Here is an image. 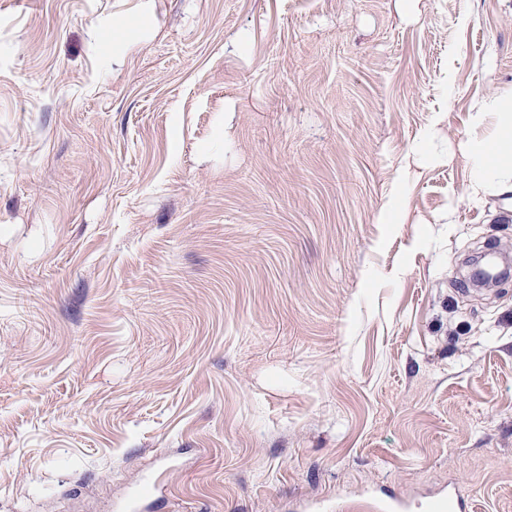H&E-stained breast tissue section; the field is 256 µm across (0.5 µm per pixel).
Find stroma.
Wrapping results in <instances>:
<instances>
[{
  "mask_svg": "<svg viewBox=\"0 0 512 512\" xmlns=\"http://www.w3.org/2000/svg\"><path fill=\"white\" fill-rule=\"evenodd\" d=\"M512 0H0V512H512ZM482 112H500L506 116V120L495 139L474 142L468 147L470 152L480 155L484 161L478 170L477 186L496 177L502 166L510 165L512 168V96L489 100L484 104ZM426 512H463L466 504L457 482L448 485V491H440L425 501Z\"/></svg>",
  "mask_w": 512,
  "mask_h": 512,
  "instance_id": "obj_1",
  "label": "stroma"
}]
</instances>
